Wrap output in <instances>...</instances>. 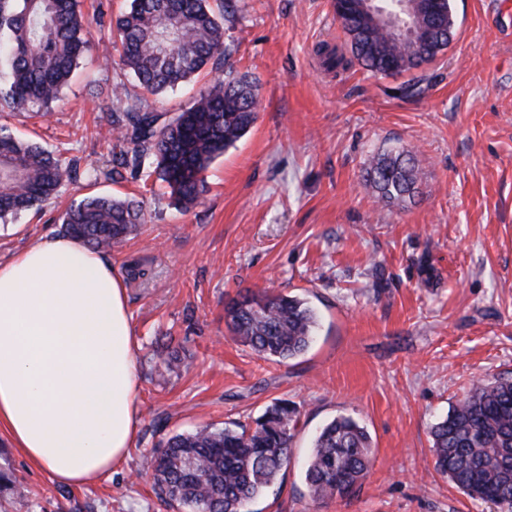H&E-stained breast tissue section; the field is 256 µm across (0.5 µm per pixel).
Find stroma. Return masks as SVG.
Returning <instances> with one entry per match:
<instances>
[{
    "instance_id": "obj_1",
    "label": "stroma",
    "mask_w": 512,
    "mask_h": 512,
    "mask_svg": "<svg viewBox=\"0 0 512 512\" xmlns=\"http://www.w3.org/2000/svg\"><path fill=\"white\" fill-rule=\"evenodd\" d=\"M456 36L406 76L327 68L344 47L332 0H237L229 62L259 88L250 130L180 211L161 187L93 182L112 149L115 73L89 53L48 117L0 112V125L78 158L80 175L45 203L0 221V258L59 235V214L95 194L143 203L146 222L108 253L126 278L140 379L136 442L97 483L68 488L0 439L10 489L0 512H179L152 487L151 457L173 434L250 424L274 400L296 404L292 458L249 512H499L434 469L430 429L472 384L512 376V0H451ZM413 150L414 202L384 205L368 161ZM147 275L128 279L132 264ZM433 275H426V267ZM268 289L318 316L309 348L274 362L236 341L224 307ZM174 339L181 362L166 370ZM349 415L371 435L370 472L352 496L313 502L304 464L327 422Z\"/></svg>"
}]
</instances>
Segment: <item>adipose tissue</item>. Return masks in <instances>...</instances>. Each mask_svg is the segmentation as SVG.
<instances>
[{
    "mask_svg": "<svg viewBox=\"0 0 512 512\" xmlns=\"http://www.w3.org/2000/svg\"><path fill=\"white\" fill-rule=\"evenodd\" d=\"M135 355L103 254L59 236L0 260V436L57 484L93 483L132 448Z\"/></svg>",
    "mask_w": 512,
    "mask_h": 512,
    "instance_id": "1",
    "label": "adipose tissue"
}]
</instances>
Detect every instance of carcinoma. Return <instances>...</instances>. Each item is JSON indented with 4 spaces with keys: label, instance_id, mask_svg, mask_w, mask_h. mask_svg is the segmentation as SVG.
Instances as JSON below:
<instances>
[{
    "label": "carcinoma",
    "instance_id": "obj_1",
    "mask_svg": "<svg viewBox=\"0 0 512 512\" xmlns=\"http://www.w3.org/2000/svg\"><path fill=\"white\" fill-rule=\"evenodd\" d=\"M424 27L416 40L374 23L365 0H339L336 19L351 57L330 52V68L356 62L384 76L402 75L438 59L456 34L450 0H425ZM235 0H131L114 20L99 11V25L118 47V59L103 63L132 73L154 96L196 79L215 76L192 104L171 116L143 99L124 96L113 85L115 108L110 165L89 169L93 181L155 178L176 205L189 209L205 192L211 164L253 126L259 107L257 85L246 74L224 69L231 56L224 20ZM82 0H0V112L48 110L90 51ZM77 162L19 138L0 125V220L41 205L74 180ZM363 180L387 204L405 205L418 195L412 151L380 154L366 165ZM62 232L101 252L144 222L132 198L89 196L59 217ZM230 333L257 355L281 362L303 353L317 325L303 300L248 290L224 309ZM298 423L286 399L268 406L250 427H201L175 434L155 450L154 492L188 512H244L270 488L290 462ZM435 470L470 498L512 512V377L474 384L430 430ZM371 464L366 428L337 416L317 435L305 470L314 501L351 496Z\"/></svg>",
    "mask_w": 512,
    "mask_h": 512
}]
</instances>
